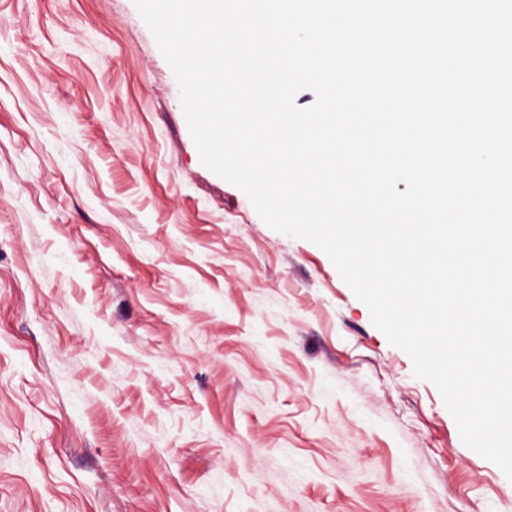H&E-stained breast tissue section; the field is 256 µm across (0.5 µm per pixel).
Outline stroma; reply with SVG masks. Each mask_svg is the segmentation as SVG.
I'll return each mask as SVG.
<instances>
[{
    "label": "stroma",
    "mask_w": 512,
    "mask_h": 512,
    "mask_svg": "<svg viewBox=\"0 0 512 512\" xmlns=\"http://www.w3.org/2000/svg\"><path fill=\"white\" fill-rule=\"evenodd\" d=\"M412 369L133 0H0V512H512Z\"/></svg>",
    "instance_id": "1"
}]
</instances>
